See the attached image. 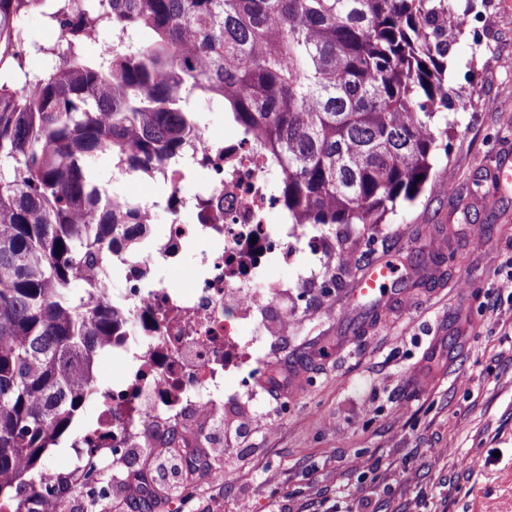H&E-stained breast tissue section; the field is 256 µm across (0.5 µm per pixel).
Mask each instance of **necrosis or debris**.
Masks as SVG:
<instances>
[{
  "label": "necrosis or debris",
  "mask_w": 512,
  "mask_h": 512,
  "mask_svg": "<svg viewBox=\"0 0 512 512\" xmlns=\"http://www.w3.org/2000/svg\"><path fill=\"white\" fill-rule=\"evenodd\" d=\"M196 140L188 154L165 161L149 194L137 199L159 231L143 240L138 257L112 258L122 272L112 304L127 320L112 357L124 371L100 384L98 413L74 443L86 480L95 459L105 452L120 457L149 418L175 419L189 408L222 416L224 373L249 358L237 340L240 326L257 323L261 312L249 301L253 290L276 299L281 285L267 279V270L297 247L320 260L327 255L321 236L281 217L278 175L257 137L204 126ZM190 181L195 188L184 193ZM188 255L189 285L172 286L167 271Z\"/></svg>",
  "instance_id": "4bbe7bcc"
}]
</instances>
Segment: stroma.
<instances>
[{
  "mask_svg": "<svg viewBox=\"0 0 512 512\" xmlns=\"http://www.w3.org/2000/svg\"><path fill=\"white\" fill-rule=\"evenodd\" d=\"M448 57V81L477 107L450 114L447 193H422L385 224L327 236L354 263L326 283L306 253L275 267L288 294L265 307L259 341L287 388L224 380L223 454L203 441L157 474L150 448L105 458L97 488L72 478L67 512H512V0ZM394 265L375 297L357 295L377 261Z\"/></svg>",
  "mask_w": 512,
  "mask_h": 512,
  "instance_id": "stroma-1",
  "label": "stroma"
}]
</instances>
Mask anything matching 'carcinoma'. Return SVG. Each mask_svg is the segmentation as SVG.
Listing matches in <instances>:
<instances>
[{
  "instance_id": "1",
  "label": "carcinoma",
  "mask_w": 512,
  "mask_h": 512,
  "mask_svg": "<svg viewBox=\"0 0 512 512\" xmlns=\"http://www.w3.org/2000/svg\"><path fill=\"white\" fill-rule=\"evenodd\" d=\"M459 0H0V500L43 471L112 351L109 255L151 225L94 177L148 175L195 105L261 137L293 224H382L426 190L448 112ZM37 13L64 41L28 39ZM139 35L129 41V32ZM112 36L97 55L91 46ZM37 55L41 67L31 66ZM83 282L73 300L70 284Z\"/></svg>"
}]
</instances>
